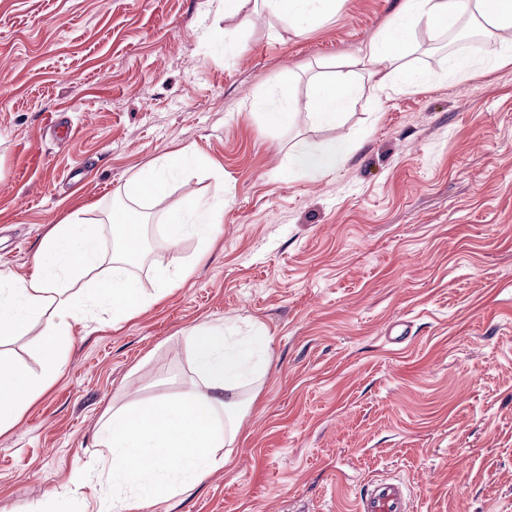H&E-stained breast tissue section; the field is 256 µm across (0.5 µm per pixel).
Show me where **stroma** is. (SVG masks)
Instances as JSON below:
<instances>
[{"instance_id": "1", "label": "stroma", "mask_w": 512, "mask_h": 512, "mask_svg": "<svg viewBox=\"0 0 512 512\" xmlns=\"http://www.w3.org/2000/svg\"><path fill=\"white\" fill-rule=\"evenodd\" d=\"M401 2L290 25L224 0H0V271L30 275L54 225L105 221L135 173L193 157L137 204L141 288L159 267L183 282L73 326L63 370L0 434V512L110 503L99 419L192 384L183 334L203 321L264 325L269 369L229 465L140 512H355L382 477L416 512H512V63L488 35L422 28L403 62L423 84L379 97L360 74L339 130L306 111L312 79L354 70ZM455 51L482 70L454 73ZM281 84L294 115L272 127L253 103ZM340 133L343 163L292 171L297 146ZM188 193L224 205L204 253L164 243ZM0 351L41 375L36 330Z\"/></svg>"}]
</instances>
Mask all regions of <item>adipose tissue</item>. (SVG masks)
Segmentation results:
<instances>
[{
  "mask_svg": "<svg viewBox=\"0 0 512 512\" xmlns=\"http://www.w3.org/2000/svg\"><path fill=\"white\" fill-rule=\"evenodd\" d=\"M336 2L259 0L262 11L290 24L322 19L335 12ZM467 20L483 22L506 58H512V0H403L387 25L370 37L357 63L378 93L412 87L421 82L420 73L398 66L397 61L417 28L425 26L439 35ZM358 93V85L347 77L317 82L306 110L318 124L332 126ZM351 150V143L341 137L325 151L301 146L292 155V168L306 175L320 174L335 168ZM223 221V205L188 195L166 217V240L174 247L192 234L205 246ZM144 222L142 213L126 207L111 213L104 225H56L41 243L32 274L0 272V339L37 329L45 374L51 377L63 369L62 346L72 326L84 320L90 304L110 306L112 320L118 323L153 303L154 295L142 292L122 258L124 251L139 245ZM109 242L116 250L111 274L70 291L69 282L88 277L99 266ZM183 341L193 357L196 385L173 399L112 406L99 424L100 462L113 483L135 489L133 496L116 503L117 512H137L145 500H165L187 491L212 469L226 465V458L216 457L215 451L235 446L241 422L260 392L268 367L263 326H255L245 345L233 341L223 326L207 322L189 330ZM42 389V383L0 353V433L24 415Z\"/></svg>",
  "mask_w": 512,
  "mask_h": 512,
  "instance_id": "adipose-tissue-1",
  "label": "adipose tissue"
}]
</instances>
